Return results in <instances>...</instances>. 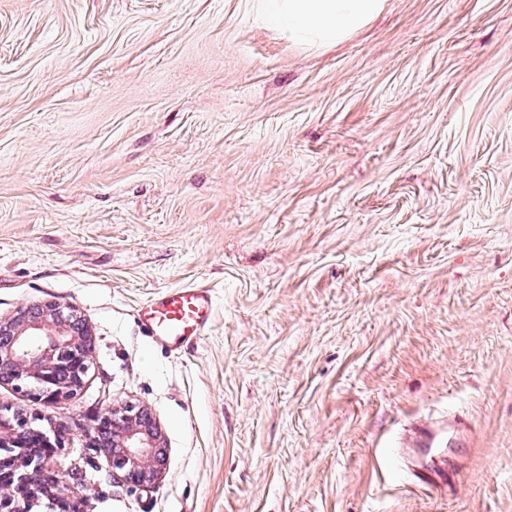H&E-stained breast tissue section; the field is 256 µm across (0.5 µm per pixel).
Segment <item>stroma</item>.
Instances as JSON below:
<instances>
[{"instance_id":"1","label":"stroma","mask_w":512,"mask_h":512,"mask_svg":"<svg viewBox=\"0 0 512 512\" xmlns=\"http://www.w3.org/2000/svg\"><path fill=\"white\" fill-rule=\"evenodd\" d=\"M211 289L175 353L139 308ZM58 302L71 512H512V0H385L333 46L252 0H0V319ZM145 406L148 488L89 439ZM427 423L443 489L390 452Z\"/></svg>"}]
</instances>
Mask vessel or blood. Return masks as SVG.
Segmentation results:
<instances>
[{"label": "vessel or blood", "mask_w": 512, "mask_h": 512, "mask_svg": "<svg viewBox=\"0 0 512 512\" xmlns=\"http://www.w3.org/2000/svg\"><path fill=\"white\" fill-rule=\"evenodd\" d=\"M214 315L211 290L194 285L157 293L138 311L144 336L176 351L202 339Z\"/></svg>", "instance_id": "obj_1"}]
</instances>
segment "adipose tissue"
Segmentation results:
<instances>
[{
	"mask_svg": "<svg viewBox=\"0 0 512 512\" xmlns=\"http://www.w3.org/2000/svg\"><path fill=\"white\" fill-rule=\"evenodd\" d=\"M265 21L295 42L342 41L377 14L383 0H258Z\"/></svg>",
	"mask_w": 512,
	"mask_h": 512,
	"instance_id": "1",
	"label": "adipose tissue"
}]
</instances>
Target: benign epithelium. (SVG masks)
Listing matches in <instances>:
<instances>
[{
  "label": "benign epithelium",
  "mask_w": 512,
  "mask_h": 512,
  "mask_svg": "<svg viewBox=\"0 0 512 512\" xmlns=\"http://www.w3.org/2000/svg\"><path fill=\"white\" fill-rule=\"evenodd\" d=\"M95 346L88 323L76 308L57 302L20 308L0 320V384L33 399L55 401L77 394L93 360ZM40 435L39 448H55L57 436L42 430L25 409L0 408V452L16 459L9 476L0 475V512H26L19 501L43 491L42 461L23 452L28 433ZM92 440L103 449L112 473L137 487L157 483L167 467L162 429L143 406L107 409Z\"/></svg>",
  "instance_id": "obj_1"
}]
</instances>
